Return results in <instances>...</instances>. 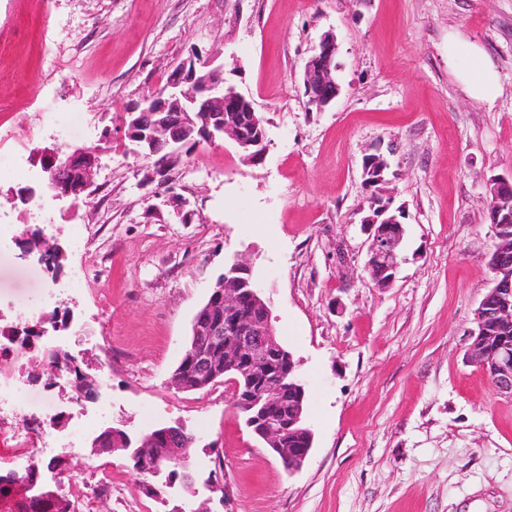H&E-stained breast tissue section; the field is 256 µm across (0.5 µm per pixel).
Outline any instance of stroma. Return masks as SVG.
I'll return each mask as SVG.
<instances>
[{"mask_svg": "<svg viewBox=\"0 0 512 512\" xmlns=\"http://www.w3.org/2000/svg\"><path fill=\"white\" fill-rule=\"evenodd\" d=\"M339 45L341 93L307 109L301 74L325 32ZM499 93L472 98V50ZM218 56L228 84L265 119L262 164L230 143L201 144L174 170L188 219L141 184L125 107L161 89L192 51ZM51 112H77L56 131ZM395 147L390 185L406 234L393 284L365 269L358 211L364 154ZM96 149L86 201L29 202L41 151ZM512 174V0H0V323L39 318L51 274L15 237L56 224L66 345L98 376L109 366L101 426L131 437L182 424L198 442L193 492L148 495L128 455L84 450L41 484L70 499L101 481L97 512H512V399L468 358L474 311L493 285L486 181ZM267 286L272 321L307 384L314 441L295 473L246 427L228 384L170 383L191 322L234 255Z\"/></svg>", "mask_w": 512, "mask_h": 512, "instance_id": "35a3bbf8", "label": "stroma"}]
</instances>
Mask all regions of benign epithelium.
Listing matches in <instances>:
<instances>
[{
  "mask_svg": "<svg viewBox=\"0 0 512 512\" xmlns=\"http://www.w3.org/2000/svg\"><path fill=\"white\" fill-rule=\"evenodd\" d=\"M336 36L327 32L320 37L303 67L304 94L317 111L328 108L340 94L336 80ZM130 128L126 136L138 155L150 152L143 181L155 185V194L181 214L185 202L164 190L163 174L181 157L178 144L201 137L214 144L230 142L243 161L257 165L266 155L267 133L260 130L252 138L247 128L259 125L254 102L224 80V66L212 59L190 55L175 67V74L157 94L144 98L127 110ZM169 147L160 154L157 147ZM368 159H363V182L374 189L370 213L361 224L368 232L370 245L366 269L381 288L392 284L400 266V251L405 235L401 210L392 208V196L385 185L388 161L378 156L375 179L368 178ZM99 156L73 150L66 154L46 150L42 167L49 196L54 201L75 199L92 192ZM57 171L69 178L54 179ZM490 195L488 214L496 243L489 259L494 285L474 313L475 329L469 347L470 359L490 375L496 390L512 399V177L495 176L487 181ZM18 245L23 255L36 254L50 265L58 258V247L48 237L36 246ZM284 349L277 340L271 322L270 299L262 283L252 276L249 263L236 259L215 283L204 307L195 315L185 354L187 363L179 364L171 383L182 391L204 390L222 381L231 384L237 407L261 416V426L248 423L254 433L272 447V452L286 464L288 472L301 468L312 445L305 448L281 447L285 427L300 422L306 384L296 372V364L281 360ZM193 442L187 440L181 425L154 429L138 441V447L153 449L154 472L171 467L188 458ZM37 483L24 487L22 499L33 503L41 512H53L54 500L45 490H35Z\"/></svg>",
  "mask_w": 512,
  "mask_h": 512,
  "instance_id": "obj_1",
  "label": "benign epithelium"
}]
</instances>
